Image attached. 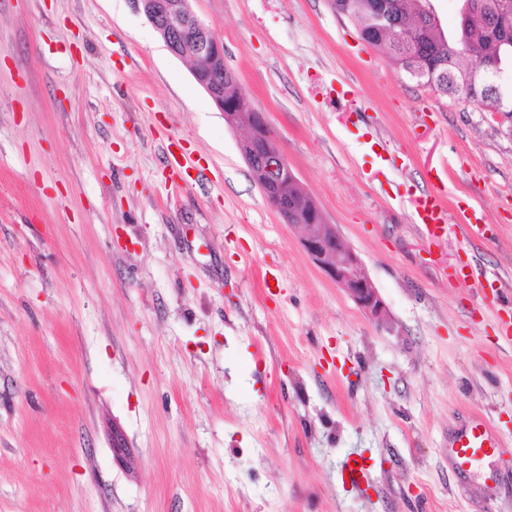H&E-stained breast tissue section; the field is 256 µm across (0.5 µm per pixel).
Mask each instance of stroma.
<instances>
[{"mask_svg": "<svg viewBox=\"0 0 512 512\" xmlns=\"http://www.w3.org/2000/svg\"><path fill=\"white\" fill-rule=\"evenodd\" d=\"M193 8L386 322L308 257L244 128L133 0H0V512H512V128L331 0ZM171 136L200 182L169 168ZM437 179L451 223L494 227L476 256L497 306L451 278L459 234L412 222ZM478 417L500 452L458 471Z\"/></svg>", "mask_w": 512, "mask_h": 512, "instance_id": "obj_1", "label": "stroma"}]
</instances>
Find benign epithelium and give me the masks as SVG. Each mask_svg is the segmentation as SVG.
Wrapping results in <instances>:
<instances>
[{"mask_svg": "<svg viewBox=\"0 0 512 512\" xmlns=\"http://www.w3.org/2000/svg\"><path fill=\"white\" fill-rule=\"evenodd\" d=\"M134 3L137 7L142 5L140 0H134ZM142 6L149 22L165 35L176 56L184 55V32L189 28L194 31L193 76L216 105L224 110L225 122L234 127L238 126L239 113L251 105L250 98L232 70H226L222 82L212 77V72L215 71L214 62L224 57V49L219 41L212 39L209 25L193 11L192 0H149ZM490 71L493 75L485 76L481 86L464 91V95L476 100L480 111L502 121L512 116V111L509 110L512 94L508 91V82L501 77L504 70L492 67ZM239 147L248 166L262 174L259 185L263 192H268L284 180L299 186V180L279 149L263 113L250 112L247 132L240 140ZM302 199L306 204L304 220L296 208L284 211L274 203L271 207L284 223L301 232L300 243L310 259L370 319L378 324L383 323L387 308L368 277L362 259L344 243L335 225L326 223L325 216L314 199L305 193L302 194Z\"/></svg>", "mask_w": 512, "mask_h": 512, "instance_id": "7a95c632", "label": "benign epithelium"}]
</instances>
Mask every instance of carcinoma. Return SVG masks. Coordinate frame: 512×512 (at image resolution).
I'll return each instance as SVG.
<instances>
[{
    "instance_id": "1",
    "label": "carcinoma",
    "mask_w": 512,
    "mask_h": 512,
    "mask_svg": "<svg viewBox=\"0 0 512 512\" xmlns=\"http://www.w3.org/2000/svg\"><path fill=\"white\" fill-rule=\"evenodd\" d=\"M399 21L398 38L381 33L376 2ZM426 0H333L337 13L354 19L362 39L386 49L392 63L410 72L411 56H419L424 74L418 80L465 87L481 64L499 60L512 72V0H478L474 12L452 31H438L424 20Z\"/></svg>"
}]
</instances>
